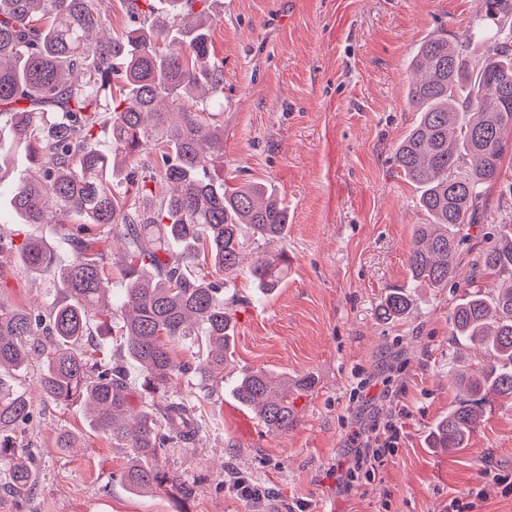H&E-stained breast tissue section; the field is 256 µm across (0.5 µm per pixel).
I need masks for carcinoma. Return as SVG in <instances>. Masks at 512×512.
<instances>
[{
	"mask_svg": "<svg viewBox=\"0 0 512 512\" xmlns=\"http://www.w3.org/2000/svg\"><path fill=\"white\" fill-rule=\"evenodd\" d=\"M99 0H0V117L11 146H0V169L11 149L31 165L11 192L22 224H76L103 229L120 249L99 251L70 238L73 255L63 269L37 240L26 241L21 261L53 282V298L40 309L0 300V458L13 457L9 490L33 488L32 459L19 453L14 433L32 417V400L7 376L42 358L40 395L56 404L80 401L88 421L114 448H125L122 472L137 493L161 490L175 476L158 466L168 448L200 440L207 431L193 400L156 396L172 380L192 377L202 390L224 384L232 355V309L224 295L240 269L245 237L281 239L288 207L262 182L224 180V125L212 108L224 104V59L211 42L216 22L208 0H122L130 26L100 34ZM486 16L512 13V0H483ZM415 78L405 94L418 112L398 144L395 160L418 190L429 217L416 225L407 258L411 280L445 288L461 224H477L485 186L512 148V33L500 27L477 60L448 38L422 43L412 59ZM111 143L95 146L97 131ZM471 166L454 175L461 160ZM213 267L227 279L191 274ZM288 270L283 253L257 256L250 275L266 295ZM123 288L116 301L112 272ZM508 281L492 292L473 289L457 304L453 341L478 347L485 361L453 376L465 397L430 432L433 448H464L490 394L512 400V228L497 232L472 272ZM413 298L390 290L380 304L385 319L405 314ZM119 336L118 356L106 360L81 349L89 336ZM204 347L179 361L174 347ZM132 364L143 379H127ZM312 382L275 385L262 370L234 385L238 401L272 430L294 422L290 393Z\"/></svg>",
	"mask_w": 512,
	"mask_h": 512,
	"instance_id": "1",
	"label": "carcinoma"
}]
</instances>
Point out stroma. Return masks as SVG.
Segmentation results:
<instances>
[{"mask_svg": "<svg viewBox=\"0 0 512 512\" xmlns=\"http://www.w3.org/2000/svg\"><path fill=\"white\" fill-rule=\"evenodd\" d=\"M211 9L224 60V176L271 185L288 206V233L244 245L223 386L203 392L186 376L170 385L196 402L209 428L160 456L176 484L134 495L121 477L125 451L89 427L80 403L40 399L38 371L29 369L16 384L33 397V416L17 443L37 457L36 486L14 496L0 460V512H448L454 499L472 512H512V495L491 480L512 477V401L484 403L467 447L440 451L426 441L458 400L452 370L482 361L453 344L454 308L490 232L512 225V150L485 190L484 223L460 227L455 278L415 288L402 319L379 314L385 293L409 284L414 229L428 220L394 161L417 119L405 97L409 61L437 35L480 52L478 32L493 23L479 0H213ZM23 170L0 175V300L33 309L52 290L18 263L20 243L47 241L61 266L71 246L55 225L17 222L9 200ZM281 251L288 277L259 296L249 267L259 253ZM257 369L313 380L295 393L288 430L265 428L236 401V380ZM391 421L401 428L394 451L339 489L353 436L375 438ZM64 431L77 448H57ZM238 477L261 489V502L236 490Z\"/></svg>", "mask_w": 512, "mask_h": 512, "instance_id": "35a3bbf8", "label": "stroma"}]
</instances>
